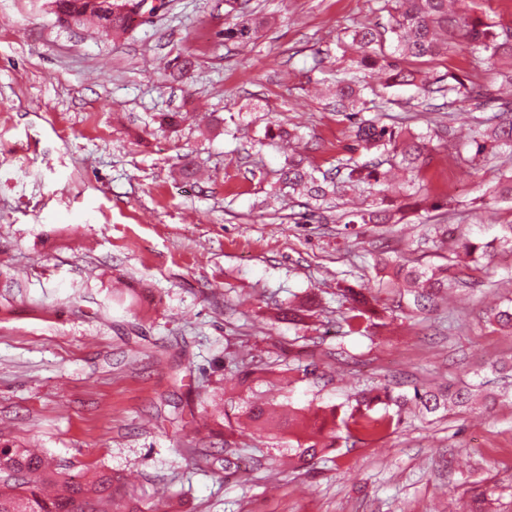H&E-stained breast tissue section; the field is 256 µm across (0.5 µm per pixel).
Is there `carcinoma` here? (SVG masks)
<instances>
[{"mask_svg":"<svg viewBox=\"0 0 512 512\" xmlns=\"http://www.w3.org/2000/svg\"><path fill=\"white\" fill-rule=\"evenodd\" d=\"M397 6L390 14L384 37L375 28L365 25L355 31V37L365 53L356 61L359 70L380 69L387 75V84L412 85L415 72L404 66L410 59H435L448 54L451 44L441 37L448 30V0H394ZM54 14L62 25L100 24L93 0H51ZM456 23L472 52H484L489 60L507 57L512 60V26H498L467 11L457 16ZM438 93H448L458 100L489 97V89L461 76L446 87L436 88ZM336 111L344 114L353 124L355 146L350 152H379L388 156L390 166L400 167L418 176L425 163L427 143L421 133L403 131L383 123L370 111L364 98V87L347 72L336 75ZM476 145L471 165L489 151H512V120L497 125L478 124L473 136ZM317 168L306 166L303 161H290L281 173L282 186L292 192L302 190L316 198L329 195L342 197L349 191L363 186L378 187L387 180L388 171L378 164H360L354 157L336 160V176H316ZM352 224H388L392 215L387 208L363 209L350 213ZM512 249V224L502 226V234L481 242L463 235L456 240L454 255L464 254L473 266H478L494 246ZM463 271L456 260L447 264L422 267L397 265L389 273L382 288L406 299L409 309L422 312L429 308L443 292L455 286L473 288L476 281L462 278ZM378 298L372 287L349 289L342 294L341 320L347 333L365 335L374 325ZM322 304L318 292H309L304 299L281 310L282 319L300 325L313 316ZM487 321L503 331H512V304L500 305L489 310ZM468 388L448 387L443 391L414 388L413 396L394 395L388 391L361 396L351 411L331 420H339L349 433L374 439L397 428L401 421L400 409L413 403L421 412L435 413L451 406H465L472 400ZM386 407L383 412L376 406ZM397 411L391 413L390 406ZM245 421L238 428H252L256 434L288 433L307 441L300 449L298 459L306 464L323 452L321 437L324 426H316L307 417L297 414L285 403L274 400L261 405H251L244 411ZM112 474L90 469L84 478L72 475L67 465L53 458L32 451L22 445L0 441V512H105L108 504L113 512H166L158 502L143 509L139 506L122 508L112 498Z\"/></svg>","mask_w":512,"mask_h":512,"instance_id":"1","label":"carcinoma"}]
</instances>
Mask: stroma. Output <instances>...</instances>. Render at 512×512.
I'll return each instance as SVG.
<instances>
[{"label": "stroma", "mask_w": 512, "mask_h": 512, "mask_svg": "<svg viewBox=\"0 0 512 512\" xmlns=\"http://www.w3.org/2000/svg\"><path fill=\"white\" fill-rule=\"evenodd\" d=\"M389 21L384 0H149L115 36L61 27L49 0H0V439L111 472L129 507L168 488L170 512H464L482 486L486 512H512V334L486 321L512 298V251L430 312L382 296L365 336L345 333L336 303L380 260L451 255L429 225L512 222V201H481L512 154L468 162L494 105L434 112L419 89L493 72L452 28L448 57L414 63L417 85L370 77L384 123L434 134L428 202L398 223L348 227L349 204L315 212L279 190L289 159L324 172L346 156L351 123L324 89L360 55L353 30ZM242 25L246 41L225 39ZM276 123L291 141L268 137ZM314 289L308 328L277 320ZM300 349L315 374L283 378ZM242 359L263 378L229 390ZM434 383L481 390L374 441L339 431L304 467L288 462L295 436L236 427L256 396L342 414L361 391Z\"/></svg>", "instance_id": "obj_1"}]
</instances>
